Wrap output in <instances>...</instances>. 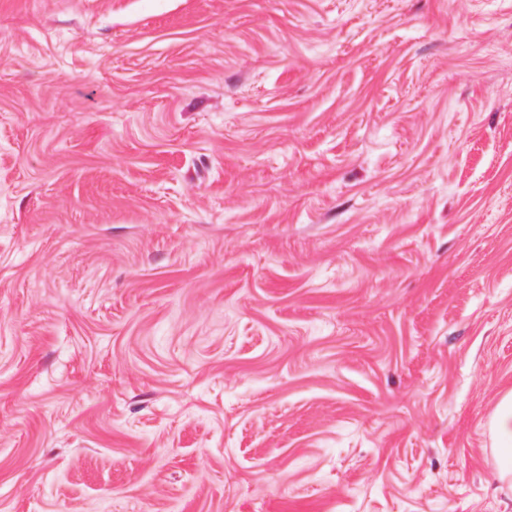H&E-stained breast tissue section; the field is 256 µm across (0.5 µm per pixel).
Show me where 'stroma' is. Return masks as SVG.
Masks as SVG:
<instances>
[{"instance_id":"35a3bbf8","label":"stroma","mask_w":512,"mask_h":512,"mask_svg":"<svg viewBox=\"0 0 512 512\" xmlns=\"http://www.w3.org/2000/svg\"><path fill=\"white\" fill-rule=\"evenodd\" d=\"M512 0H0V512H512ZM488 429L494 442L496 480L512 488V391L501 396Z\"/></svg>"}]
</instances>
